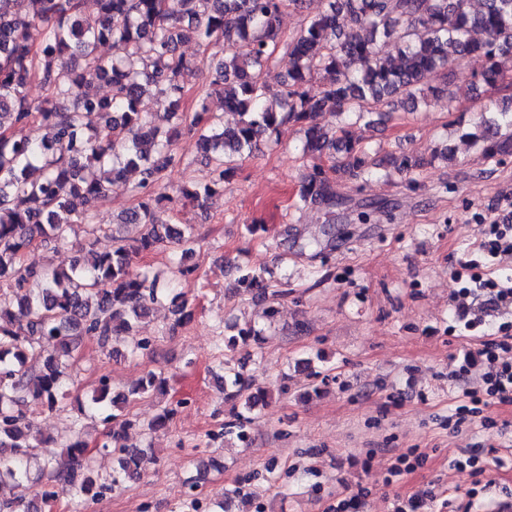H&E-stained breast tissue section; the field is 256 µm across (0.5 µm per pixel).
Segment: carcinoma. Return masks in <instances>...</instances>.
<instances>
[{
    "label": "carcinoma",
    "instance_id": "1",
    "mask_svg": "<svg viewBox=\"0 0 512 512\" xmlns=\"http://www.w3.org/2000/svg\"><path fill=\"white\" fill-rule=\"evenodd\" d=\"M25 2L21 13L17 0H0V482L29 483L35 494L27 502L0 500V512H49L62 495L95 501L104 489L127 488L159 461L153 448H136L126 438L133 426L147 436L164 431L177 414L165 406L146 423L130 419L126 407L166 392L164 372L149 370L126 392L113 394L102 384L81 408V416L112 424L102 444L117 457L112 473L94 474L88 446L78 438L66 457L45 465L47 482L30 466L43 442L36 419L58 407L74 352L93 338L112 355L113 342L167 293L157 277L133 270L134 258L170 246L178 273L196 275L198 267L187 264L198 244L194 227H173L177 214L164 216L161 201L206 211L237 176L239 162L287 125L300 127L302 155L314 160L303 175V202L336 205V174L365 180L391 169L416 183L422 159L392 155L384 166L350 128L374 124L385 106L414 112L445 98L453 111L451 63L469 56L485 59L475 79L486 91L509 89L504 80L512 70V0H480L477 8L472 0H326L288 39L292 66L276 89L266 69L281 41L278 18L303 0H96L92 14L82 0ZM190 40L198 46L197 63L179 52ZM382 42L394 43L396 54H384ZM102 45L109 54L99 53ZM202 62L207 75L196 96L203 103L219 97L224 111L239 116L232 128L205 106L184 111L185 77L202 70ZM316 76L324 83L312 95L306 85ZM34 81L46 91L40 101L29 94ZM102 86L108 94L99 92ZM146 94L159 111L142 110ZM36 125L50 127L52 138L29 136ZM185 134L196 137L213 176L169 193L163 172L177 162L175 144ZM467 138L484 159L511 156L512 105L483 110ZM130 173L137 176V203L115 223L140 228L133 243L115 235L109 251L79 243L67 270L26 262L34 247L67 242L77 224L88 236L104 231L94 206ZM335 239V226L325 224L293 243L317 257ZM238 283L244 295L269 304V318L288 296L287 283L274 287L255 270H244ZM171 304L172 330L195 315V299L184 292ZM263 332L249 323L228 337L227 347H248ZM221 370L234 420L218 436L248 446L251 415L265 396L250 391L233 357H224ZM218 436L207 434L205 446ZM236 498H244L240 484L211 502V512H226Z\"/></svg>",
    "mask_w": 512,
    "mask_h": 512
}]
</instances>
